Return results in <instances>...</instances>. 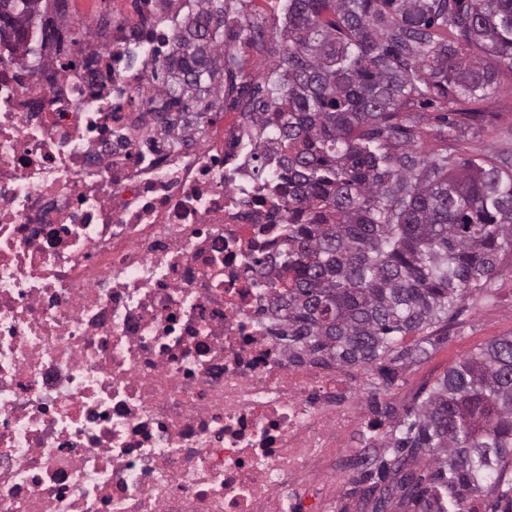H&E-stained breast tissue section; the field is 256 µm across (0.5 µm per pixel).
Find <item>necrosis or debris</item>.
Wrapping results in <instances>:
<instances>
[{"instance_id": "4bbe7bcc", "label": "necrosis or debris", "mask_w": 512, "mask_h": 512, "mask_svg": "<svg viewBox=\"0 0 512 512\" xmlns=\"http://www.w3.org/2000/svg\"><path fill=\"white\" fill-rule=\"evenodd\" d=\"M183 9L0 39V512H336L370 445L362 378L271 334L255 121L155 120Z\"/></svg>"}]
</instances>
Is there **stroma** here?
I'll return each mask as SVG.
<instances>
[{
	"label": "stroma",
	"mask_w": 512,
	"mask_h": 512,
	"mask_svg": "<svg viewBox=\"0 0 512 512\" xmlns=\"http://www.w3.org/2000/svg\"><path fill=\"white\" fill-rule=\"evenodd\" d=\"M285 25L282 0H257L254 9L245 10L229 37V44L247 71L236 92H226L213 100L214 111H248L250 93L266 88L269 75L279 59V34ZM479 116L470 125L459 128L455 141L442 144L440 130L456 121L446 100L437 98L426 105L414 106L410 113L417 119L415 143L425 154L447 147L454 160L496 155L512 141V72L502 71L498 88L488 99L477 104ZM512 336V277L498 279L490 296H473L461 303L448 326V337L435 343L422 361L406 365L389 389L371 384L361 393L362 403L377 399L393 404L396 417L389 427H396L397 417L414 407L420 390L430 388L449 367L476 351L490 340Z\"/></svg>",
	"instance_id": "obj_1"
}]
</instances>
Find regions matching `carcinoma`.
<instances>
[{"instance_id": "carcinoma-1", "label": "carcinoma", "mask_w": 512, "mask_h": 512, "mask_svg": "<svg viewBox=\"0 0 512 512\" xmlns=\"http://www.w3.org/2000/svg\"><path fill=\"white\" fill-rule=\"evenodd\" d=\"M42 0H0V37L21 39ZM201 7L175 37L159 108L186 119L195 101L234 81L224 0ZM222 65H217V62ZM512 72V0H288L275 80L255 103L272 129L259 172L274 162L288 247L253 258L288 350L374 368L388 385L434 345L471 295H489L512 251V157L454 166L423 155L403 121L436 96L477 103ZM411 333V346L401 342ZM354 464L371 512H473L488 479L512 466V336L450 367L385 442ZM429 455L435 471L409 466Z\"/></svg>"}]
</instances>
